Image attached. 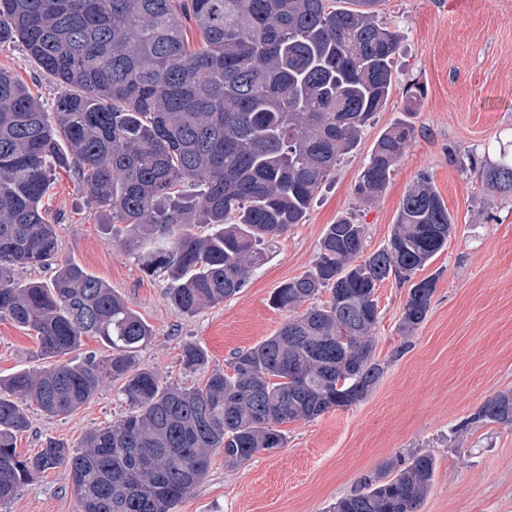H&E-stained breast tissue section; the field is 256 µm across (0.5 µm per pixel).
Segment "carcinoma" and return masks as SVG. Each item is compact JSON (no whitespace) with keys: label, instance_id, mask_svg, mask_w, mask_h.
<instances>
[{"label":"carcinoma","instance_id":"1","mask_svg":"<svg viewBox=\"0 0 512 512\" xmlns=\"http://www.w3.org/2000/svg\"><path fill=\"white\" fill-rule=\"evenodd\" d=\"M382 0H0V46L18 42L61 93L45 106L0 69V318L36 333L38 358L64 357L93 336L110 353L21 370L0 379V510L20 488L65 469L79 512H174L206 477L211 457L239 466L287 445L281 425L363 400L384 365L375 359V290L411 288L400 331L426 318L437 277L418 282L455 224L432 177L408 186L388 243L364 252L366 227L328 226L311 268L275 289L289 313L272 336L237 352L203 387L161 381L137 365L152 328L128 301L59 258L44 217L58 169L73 174L106 224L127 228V256L167 280L172 305L192 316L237 294L277 240L306 220L323 183L389 98L400 34L378 21ZM201 37L189 49L186 23ZM426 96L415 81L404 111ZM395 123L378 137L355 182L371 205L411 147ZM483 186L512 195V153L479 170ZM51 266L48 282L23 280ZM327 291L330 299L298 313ZM205 351L189 343L185 367ZM121 381L131 412L91 428L78 446L55 438L33 455L17 435L34 403L48 416ZM512 425V391L472 418ZM437 470L429 452L363 477L332 512H417Z\"/></svg>","mask_w":512,"mask_h":512}]
</instances>
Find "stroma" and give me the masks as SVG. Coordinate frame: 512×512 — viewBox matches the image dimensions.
Segmentation results:
<instances>
[{
    "mask_svg": "<svg viewBox=\"0 0 512 512\" xmlns=\"http://www.w3.org/2000/svg\"><path fill=\"white\" fill-rule=\"evenodd\" d=\"M379 20L401 34L385 109L320 188L305 223L292 225L269 261L224 303L180 314L166 281L144 275L123 250L121 225L104 227L73 180L55 176L46 212L58 228L61 258L132 303L154 331L140 364L188 387L227 369L235 352L283 325L287 315L272 307L273 292L310 269L339 216L355 214L367 227V251L376 250L391 237L405 190L426 171L455 218L447 247L425 269L439 279L429 313L411 336L399 331L408 286L390 279L375 291L374 355L386 370L373 391L350 407L285 424L287 447L256 453L240 466L227 467L216 454L176 512H328L362 477L416 450L437 460L418 512H512V426L473 419L489 399L512 390V196L484 190L466 163L512 142V0H384ZM0 69L45 103L59 94L21 44L0 48ZM415 81L427 95L408 113L403 91ZM403 119L415 130L413 144L383 197L363 207L354 184L381 132ZM189 342L207 354L194 371L182 364ZM403 343L407 351L394 357ZM36 349L32 331L0 319V376L38 367ZM119 387L104 380L90 402L67 416L49 417L28 405L31 427L19 436V451L35 453L50 437L77 443L88 429L126 415ZM78 509L68 472L55 469L25 486L7 512Z\"/></svg>",
    "mask_w": 512,
    "mask_h": 512,
    "instance_id": "obj_1",
    "label": "stroma"
}]
</instances>
